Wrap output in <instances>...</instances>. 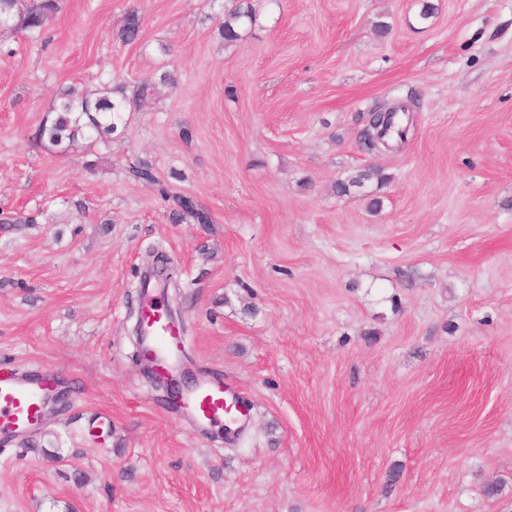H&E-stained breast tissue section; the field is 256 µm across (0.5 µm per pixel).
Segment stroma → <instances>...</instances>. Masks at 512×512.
<instances>
[{
  "mask_svg": "<svg viewBox=\"0 0 512 512\" xmlns=\"http://www.w3.org/2000/svg\"><path fill=\"white\" fill-rule=\"evenodd\" d=\"M248 2L230 47L233 0L0 29V363L65 387L0 445V512H512V0ZM166 73L115 132L40 134L68 88ZM398 103L406 138L367 150ZM373 166L388 183L337 194ZM152 261L189 367L251 403L240 434L150 387L128 312ZM255 20V14L248 3H240L224 10V22L221 25L225 45H233L242 37V31Z\"/></svg>",
  "mask_w": 512,
  "mask_h": 512,
  "instance_id": "1",
  "label": "stroma"
}]
</instances>
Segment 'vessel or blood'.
Returning a JSON list of instances; mask_svg holds the SVG:
<instances>
[{
	"mask_svg": "<svg viewBox=\"0 0 512 512\" xmlns=\"http://www.w3.org/2000/svg\"><path fill=\"white\" fill-rule=\"evenodd\" d=\"M187 338L180 323L172 321L160 297L146 294L142 304L140 346L158 378L171 381L181 376ZM58 390L56 378L42 369H17L0 365V442L36 433L49 414ZM179 405L193 423L204 430L233 431L243 425L249 410L221 376L198 374L182 391Z\"/></svg>",
	"mask_w": 512,
	"mask_h": 512,
	"instance_id": "vessel-or-blood-1",
	"label": "vessel or blood"
}]
</instances>
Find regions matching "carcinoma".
<instances>
[{"label": "carcinoma", "instance_id": "cac0c4a2", "mask_svg": "<svg viewBox=\"0 0 512 512\" xmlns=\"http://www.w3.org/2000/svg\"><path fill=\"white\" fill-rule=\"evenodd\" d=\"M58 8V0H0V25L7 27L16 20L20 28L40 33ZM254 20L253 9L247 3H240L224 10V22L221 25L224 43L230 46L238 42L242 37V31L253 24ZM139 33V19L131 14L118 31L117 39L123 44H130L138 39ZM156 93V84L149 81L141 82L131 99L124 95L114 98L108 91L92 98L88 92L70 87L61 93L60 102L53 108L56 117L50 126H42L41 133L47 135L55 146L66 140L73 143L80 135L100 136L111 133L117 129V123L129 105L142 102ZM372 179L380 186L390 181V177L383 170L375 168L338 182L337 193L348 195L352 188H361L365 182ZM171 201L174 211L190 216L197 223L207 224L211 221L209 213L197 208L192 200L174 195Z\"/></svg>", "mask_w": 512, "mask_h": 512}]
</instances>
